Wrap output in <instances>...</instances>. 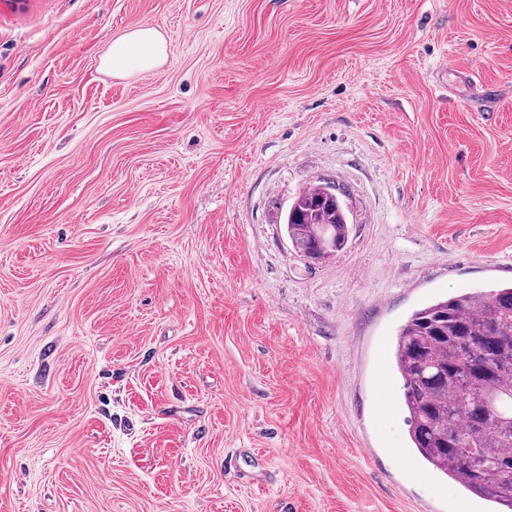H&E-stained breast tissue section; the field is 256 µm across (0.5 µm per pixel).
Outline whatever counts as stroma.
<instances>
[{"mask_svg": "<svg viewBox=\"0 0 512 512\" xmlns=\"http://www.w3.org/2000/svg\"><path fill=\"white\" fill-rule=\"evenodd\" d=\"M146 20L166 64L112 76ZM326 182L312 262L282 217ZM500 282L512 0H0V512H487L392 349ZM288 238L296 252L307 257L317 251L325 237L336 252L348 241L349 224L340 198H329L323 186H311L299 193L284 217Z\"/></svg>", "mask_w": 512, "mask_h": 512, "instance_id": "stroma-1", "label": "stroma"}]
</instances>
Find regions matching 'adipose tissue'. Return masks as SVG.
Here are the masks:
<instances>
[{
    "instance_id": "adipose-tissue-1",
    "label": "adipose tissue",
    "mask_w": 512,
    "mask_h": 512,
    "mask_svg": "<svg viewBox=\"0 0 512 512\" xmlns=\"http://www.w3.org/2000/svg\"><path fill=\"white\" fill-rule=\"evenodd\" d=\"M165 58L162 35L152 24L143 22L113 38L103 65L112 73L130 74L152 69Z\"/></svg>"
}]
</instances>
